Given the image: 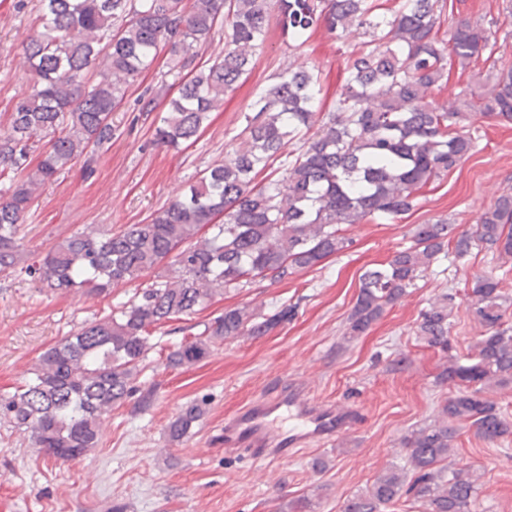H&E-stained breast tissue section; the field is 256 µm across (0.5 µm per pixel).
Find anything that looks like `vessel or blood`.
Returning a JSON list of instances; mask_svg holds the SVG:
<instances>
[{
	"mask_svg": "<svg viewBox=\"0 0 512 512\" xmlns=\"http://www.w3.org/2000/svg\"><path fill=\"white\" fill-rule=\"evenodd\" d=\"M285 419L292 421V428L275 431V423ZM359 419L356 408L315 404L300 384L293 383L272 400L248 407L228 420L224 425V448L229 452L251 448L259 458H284L291 449L309 441L332 442Z\"/></svg>",
	"mask_w": 512,
	"mask_h": 512,
	"instance_id": "obj_1",
	"label": "vessel or blood"
}]
</instances>
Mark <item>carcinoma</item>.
Instances as JSON below:
<instances>
[{
    "label": "carcinoma",
    "instance_id": "cac0c4a2",
    "mask_svg": "<svg viewBox=\"0 0 512 512\" xmlns=\"http://www.w3.org/2000/svg\"><path fill=\"white\" fill-rule=\"evenodd\" d=\"M446 13L447 0H399L390 16L379 0H39L40 29L24 48L35 83L0 135V274L18 268L41 290L88 295L146 273L154 280L45 350L23 385L0 394V418L30 432L32 445L57 461L83 456L97 447L112 409L134 396L139 408L150 407L155 387L136 380L153 330L216 295L286 284L322 265L350 245L346 224L412 211L423 189L469 156L473 141L464 128L472 113L512 123V65L490 66L484 91L468 83L445 104L431 100L452 72L461 77L492 56L490 29ZM273 23L300 47L318 27L363 39L332 103L319 67L290 62L255 89L238 148L148 222L84 230L27 255L21 227L37 191L78 160L94 173L112 141V112L162 50L182 79L154 139L177 147L194 140L251 73ZM220 24L224 56L193 67V48ZM43 140L34 165L31 154ZM290 144L296 148L288 151ZM475 248L512 258V194L463 230L445 220L417 225L409 246L360 276L349 335L364 334L438 259L462 260ZM466 297L482 334L473 352L449 356L437 376L456 392L433 423L402 437L404 466L380 472L346 499L343 512H383L410 495L424 512H471L479 477L448 458L465 426L489 443L512 435V421L483 397L512 384V299L491 274L476 277ZM453 301L446 294L431 302L416 325L418 338L445 354ZM295 315L296 305L286 302L266 314L228 307L198 334L176 327L183 337L164 368L194 365L218 342L264 336ZM202 414L197 403L182 408L166 426L169 439L182 441Z\"/></svg>",
    "mask_w": 512,
    "mask_h": 512
}]
</instances>
